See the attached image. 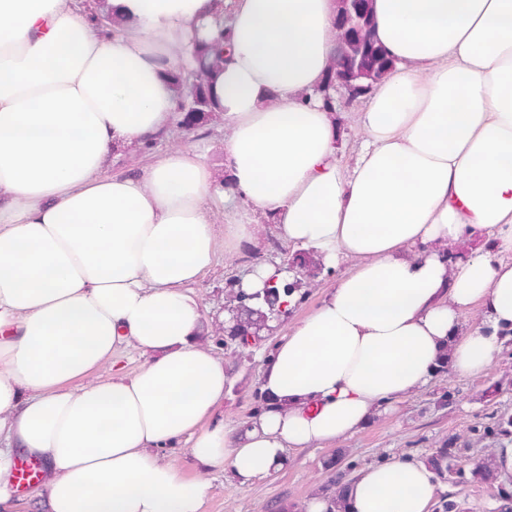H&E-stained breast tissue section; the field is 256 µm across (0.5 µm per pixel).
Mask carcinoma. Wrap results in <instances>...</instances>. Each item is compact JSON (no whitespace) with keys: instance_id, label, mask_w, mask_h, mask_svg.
Instances as JSON below:
<instances>
[{"instance_id":"cac0c4a2","label":"carcinoma","mask_w":512,"mask_h":512,"mask_svg":"<svg viewBox=\"0 0 512 512\" xmlns=\"http://www.w3.org/2000/svg\"><path fill=\"white\" fill-rule=\"evenodd\" d=\"M195 54L203 60V64L195 70V81L191 86L184 85L181 70L174 69L170 72L178 91L179 103H189L192 106L194 129L202 126L206 118L216 111L210 75L224 62L219 51L204 41H195ZM344 61L354 66L357 83L366 89L382 79L393 66L392 59L374 32L372 0H363L361 12L356 19V28L340 29L334 66L337 67ZM278 297L279 290L276 288L266 291L262 301L254 305L246 303L245 297H239V323L232 330H224V337L239 346L247 345L252 331L267 323L268 317L280 315ZM491 419L492 424L484 426L483 433L497 439L502 445L512 443V417L493 415ZM463 452L462 448H435L424 460L432 466L438 480L451 487H464L472 483H498L495 495L497 507L494 512H512V482H498L499 471L490 461L484 462L480 468L465 471L459 465ZM458 496L457 492L449 493L447 498L438 502L435 512H466Z\"/></svg>"}]
</instances>
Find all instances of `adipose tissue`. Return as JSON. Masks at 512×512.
I'll return each instance as SVG.
<instances>
[{
	"label": "adipose tissue",
	"instance_id": "adipose-tissue-1",
	"mask_svg": "<svg viewBox=\"0 0 512 512\" xmlns=\"http://www.w3.org/2000/svg\"><path fill=\"white\" fill-rule=\"evenodd\" d=\"M336 0H0V512L20 459L48 477L45 512H205L208 473L246 486L288 451L352 436L440 369L483 376L512 331V0H373L393 59L336 158L320 90ZM224 36L211 75L224 169L193 146L120 175L181 115L170 77L194 39ZM233 193H226L225 182ZM228 216L217 227L212 211ZM275 222L353 269L274 345L247 422L219 419L233 364L203 344L192 292L218 242ZM478 237L487 249L456 245ZM482 319L462 327L463 313ZM143 362L99 372L120 348ZM190 443L185 477L160 452ZM435 475L391 456L341 484L345 512H432Z\"/></svg>",
	"mask_w": 512,
	"mask_h": 512
}]
</instances>
